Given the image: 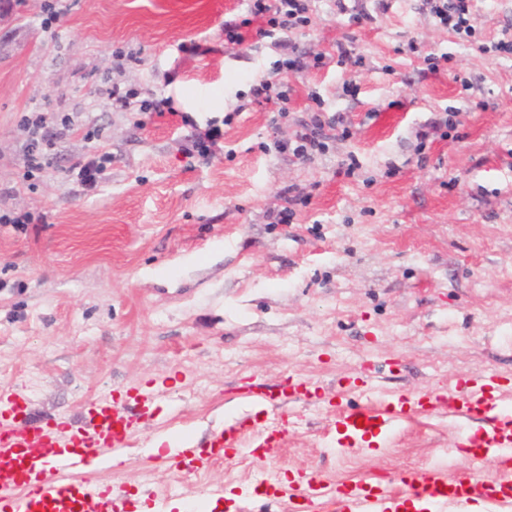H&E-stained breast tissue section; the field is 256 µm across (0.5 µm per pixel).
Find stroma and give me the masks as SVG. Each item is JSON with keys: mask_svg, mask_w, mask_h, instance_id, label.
<instances>
[{"mask_svg": "<svg viewBox=\"0 0 512 512\" xmlns=\"http://www.w3.org/2000/svg\"><path fill=\"white\" fill-rule=\"evenodd\" d=\"M43 2L6 0L0 18V214L32 216L0 223V387L19 391L33 418L81 425L95 397L158 383L157 415L178 413L201 438L250 412L236 387L252 376L331 384L367 359L389 393L484 369L512 378V57L493 49L512 31V0H477L468 37L433 26L418 0H391L351 28L321 5L299 42L327 50L352 36L364 64L296 83L292 113L313 92L353 122L349 139L310 162L265 149L293 127L272 131V112L251 101L275 58L269 40L251 26L242 46H224L240 0H57L52 22ZM191 42L197 55L179 52ZM426 53L447 54L438 73L422 75ZM350 79L354 97L342 90ZM115 82L172 97L175 110L115 111ZM33 112L74 119L42 172L24 163L21 121ZM439 112L457 113V126L419 144V126ZM214 120L223 149L205 157L192 135ZM101 156L97 185L83 186L80 163ZM290 185L307 204L292 223H269ZM289 415L269 462L286 485L312 471L333 488L431 464L468 470L458 422L444 415L352 451L338 449L323 407ZM156 435L141 427L137 455L97 470L125 512L176 483L186 512H227L252 492L250 459L175 472L158 465Z\"/></svg>", "mask_w": 512, "mask_h": 512, "instance_id": "obj_1", "label": "stroma"}]
</instances>
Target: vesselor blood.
Returning a JSON list of instances; mask_svg holds the SVG:
<instances>
[{
	"label": "vessel or blood",
	"mask_w": 512,
	"mask_h": 512,
	"mask_svg": "<svg viewBox=\"0 0 512 512\" xmlns=\"http://www.w3.org/2000/svg\"><path fill=\"white\" fill-rule=\"evenodd\" d=\"M368 364L337 380L335 386L290 376L268 385L249 381L239 395L255 409L205 440L178 448L168 467L209 468L225 449L243 450L253 462L265 465L272 449L282 447L288 435V409L317 402L322 395L357 391L360 401L330 404L336 429L358 445L365 437L386 435L405 420L446 414L468 422L460 445L473 473L452 475L439 465L399 478L376 475L325 492L319 476L294 486L280 487L276 476L259 474L256 485L273 497L286 498L289 512H461L472 501L486 512H512V389L493 370L458 376L447 387L427 392L392 394L375 399L377 384ZM159 390L145 386L125 400L104 395L90 402L89 423L75 427L61 417L26 424L20 418L21 394L0 387V512H123L120 493L103 488L94 460L122 454L131 448L141 419L156 429H170L167 419L154 417ZM48 458L43 477L30 483L36 467L35 450ZM493 465L492 478L479 470Z\"/></svg>",
	"instance_id": "1"
}]
</instances>
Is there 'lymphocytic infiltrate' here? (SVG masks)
<instances>
[{"label":"lymphocytic infiltrate","mask_w":512,"mask_h":512,"mask_svg":"<svg viewBox=\"0 0 512 512\" xmlns=\"http://www.w3.org/2000/svg\"><path fill=\"white\" fill-rule=\"evenodd\" d=\"M247 15L241 20H226L224 44L233 48L242 45L244 27L253 25L261 38L270 39L279 57L267 72L256 78L251 87L254 103L274 106L279 117H287L288 105L295 92L294 83L309 69H322L331 63L362 66V56L353 55L345 46L336 52L300 50L293 35L315 22L314 0H245ZM419 11L439 28L456 34H469L472 25L473 0H420ZM353 123L341 112L325 113L307 110L297 120L290 138L274 139L277 152L289 151L301 160L325 154L330 142L350 137Z\"/></svg>","instance_id":"lymphocytic-infiltrate-1"}]
</instances>
